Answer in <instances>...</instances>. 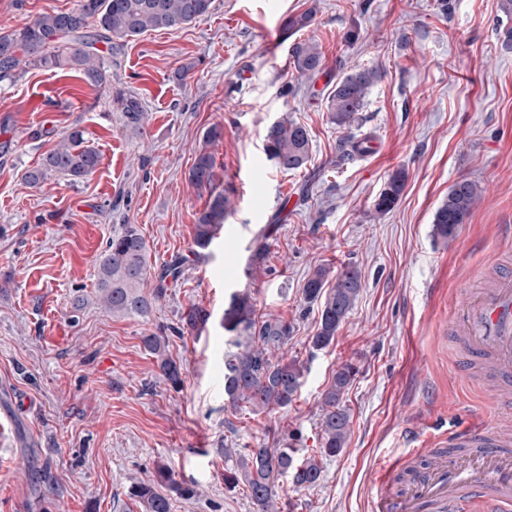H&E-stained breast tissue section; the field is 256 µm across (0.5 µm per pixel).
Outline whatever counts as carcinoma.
Instances as JSON below:
<instances>
[{
    "label": "carcinoma",
    "mask_w": 512,
    "mask_h": 512,
    "mask_svg": "<svg viewBox=\"0 0 512 512\" xmlns=\"http://www.w3.org/2000/svg\"><path fill=\"white\" fill-rule=\"evenodd\" d=\"M214 0H79L68 11L45 13L6 35H0V81L14 77L18 67L47 68L59 72H76L93 88L109 84L107 59L117 44L148 31L175 30L191 24L212 10ZM309 11L290 15L284 22V35L289 37L308 27ZM101 43L106 50L96 47ZM294 69L301 78L313 79L324 68V56L318 44L300 40L291 46ZM377 71L358 68L340 77L329 92L326 103L329 119L336 127L351 128L365 106L371 87L378 80ZM112 102L121 113L123 128L131 137L145 133L147 110L139 96L118 89ZM369 136H342L337 145L340 157L352 159L367 150ZM263 150L267 158L284 172H294L311 158V138L307 128L293 119L280 117L264 128ZM99 150L86 144L84 130L74 126L58 145L45 153L40 162L25 172V181L40 187L64 176L77 182L93 173L101 164ZM189 183L198 189H210L205 208L198 213L194 227V243L207 248L216 237L233 205L224 191L213 190L216 162L212 152L202 149L188 173ZM407 181L403 169L393 171L383 191L374 200L378 214L391 211L402 195ZM482 195L481 186L466 177L456 180L448 189V197L433 216L432 236L448 242L456 237L460 225L468 222ZM267 243L256 239L247 274H252L265 260ZM97 294L103 308L112 316L137 318L147 316L156 300L165 295L168 276L179 274L170 265L148 283V249L145 238L135 224H124L112 235L97 259ZM362 288L359 270L345 265L338 271L327 266L315 268L309 275L304 298L321 303L317 332L310 344L315 350L329 347L352 310ZM209 313L191 306L182 317L183 327L203 329ZM224 331L233 349L224 358V396L230 406L249 407L252 411L284 409L294 400L303 382V367L295 360L286 361L276 352L288 342L291 327L273 316L257 313L247 293H235L224 309ZM145 348L157 358V367L172 386L181 384V371L166 353L162 336L143 338ZM358 369L351 363L342 365L331 384L321 395L320 419L323 457H334L344 447L350 432V415L343 398ZM296 448H271L259 443L239 456L234 470L224 474V484L248 487L257 512H276L275 497L279 477L288 475L295 486L312 488L321 481L322 467L316 460L300 462ZM167 485L179 493L191 489L178 485L171 469L157 468L153 484L138 483L131 495L139 498L148 512H170V499L156 491V485Z\"/></svg>",
    "instance_id": "cac0c4a2"
}]
</instances>
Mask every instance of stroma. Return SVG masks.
Returning a JSON list of instances; mask_svg holds the SVG:
<instances>
[{"instance_id":"1","label":"stroma","mask_w":512,"mask_h":512,"mask_svg":"<svg viewBox=\"0 0 512 512\" xmlns=\"http://www.w3.org/2000/svg\"><path fill=\"white\" fill-rule=\"evenodd\" d=\"M77 0H0V35ZM500 0H214L204 19L154 31L112 52V85L148 112L143 137L122 129L107 92L81 79L29 69L0 81V512H146L131 488L169 466L191 495L162 487L172 512H255L245 488L227 491L225 449L298 435L300 458L321 457L320 397L344 363L359 372L344 396L351 432L321 458L314 488L278 482L277 512H370L371 480L421 439L466 419L454 379L451 319L458 289L495 270L492 235L512 225V27ZM314 10L299 39L314 40L325 69L298 81L282 24ZM184 82L171 81L182 66ZM356 68L380 74L354 135L373 153L340 161L342 131L326 97ZM286 116L312 136L305 169L284 172L263 151L266 122ZM101 153L78 182L28 185L26 170L72 126ZM218 188L234 211L207 249L194 224L209 194L188 171L204 131ZM407 172L396 206L373 201L389 174ZM482 196L449 243L434 240L436 208L459 178ZM136 224L151 272L182 258V275L144 319L112 317L99 303L96 264L121 225ZM268 232L264 266L246 275L252 240ZM356 265L362 290L336 333L313 350L319 303L304 284L320 265ZM246 291L259 313L291 334L282 352L305 368L288 409L253 413L224 397V309ZM202 332H183L190 306ZM168 340L183 383L172 387L144 346Z\"/></svg>"}]
</instances>
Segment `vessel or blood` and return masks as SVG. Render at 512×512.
Here are the masks:
<instances>
[{
  "mask_svg": "<svg viewBox=\"0 0 512 512\" xmlns=\"http://www.w3.org/2000/svg\"><path fill=\"white\" fill-rule=\"evenodd\" d=\"M453 330L473 357L512 381V273L487 287L460 290ZM495 413L470 410L466 424L438 440L454 457H432L428 468L397 493L378 495L372 512H453L477 500L490 512H512V397L493 391Z\"/></svg>",
  "mask_w": 512,
  "mask_h": 512,
  "instance_id": "vessel-or-blood-1",
  "label": "vessel or blood"
}]
</instances>
